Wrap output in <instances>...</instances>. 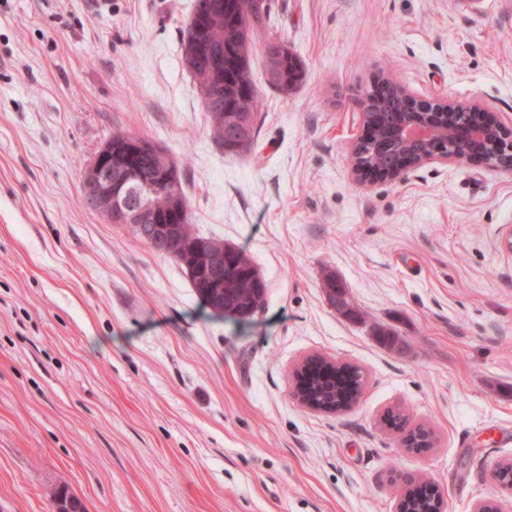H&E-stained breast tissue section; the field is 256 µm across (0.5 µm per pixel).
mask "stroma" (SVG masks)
<instances>
[{
  "instance_id": "35a3bbf8",
  "label": "stroma",
  "mask_w": 512,
  "mask_h": 512,
  "mask_svg": "<svg viewBox=\"0 0 512 512\" xmlns=\"http://www.w3.org/2000/svg\"><path fill=\"white\" fill-rule=\"evenodd\" d=\"M108 2L0 0V512H53L59 485L86 512H397L424 477L476 512L512 461V174L362 185L349 146L383 75L511 120L512 0H273L268 32L306 77L281 92L252 57L263 106L238 157L183 62L192 0ZM116 128L170 153L197 232L261 270V312L214 313L87 208ZM311 355L360 368L354 408L293 395ZM391 410L434 448H403Z\"/></svg>"
}]
</instances>
